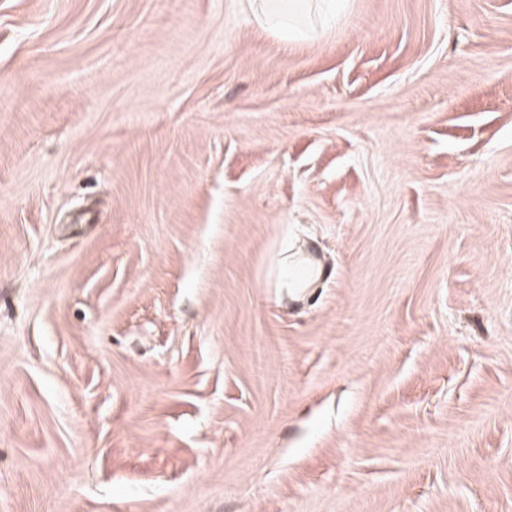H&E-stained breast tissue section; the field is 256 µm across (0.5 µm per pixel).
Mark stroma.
Wrapping results in <instances>:
<instances>
[{
	"instance_id": "obj_1",
	"label": "stroma",
	"mask_w": 512,
	"mask_h": 512,
	"mask_svg": "<svg viewBox=\"0 0 512 512\" xmlns=\"http://www.w3.org/2000/svg\"><path fill=\"white\" fill-rule=\"evenodd\" d=\"M0 512H512V0H0ZM286 253L287 254L281 260L282 280L279 281L277 288H282L290 299L301 300L302 298L299 297L305 292L306 288H312L313 283L326 277V270L315 264L310 277L301 284L294 285L292 283V278L289 276V266L291 265V262L288 256V249L286 250Z\"/></svg>"
}]
</instances>
